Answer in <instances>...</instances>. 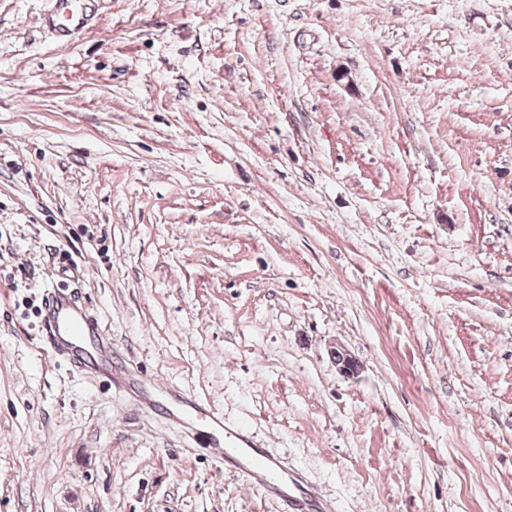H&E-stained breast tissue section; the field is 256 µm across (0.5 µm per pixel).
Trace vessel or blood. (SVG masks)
<instances>
[{"instance_id": "vessel-or-blood-1", "label": "vessel or blood", "mask_w": 512, "mask_h": 512, "mask_svg": "<svg viewBox=\"0 0 512 512\" xmlns=\"http://www.w3.org/2000/svg\"><path fill=\"white\" fill-rule=\"evenodd\" d=\"M57 13L65 14L63 33L82 30L88 23L84 8L73 0H54ZM43 327L54 353L66 358L73 370L94 372L107 384H115L117 375L126 373V362L115 355L112 340L103 336L99 320L78 295L59 288L49 289L44 303ZM170 401L178 408L177 419L203 417V445L225 471L242 477L251 487L281 504L284 512H332L331 496L312 491L290 478L280 458L264 444L254 441L247 425H230L217 409H203L198 397L170 392Z\"/></svg>"}]
</instances>
